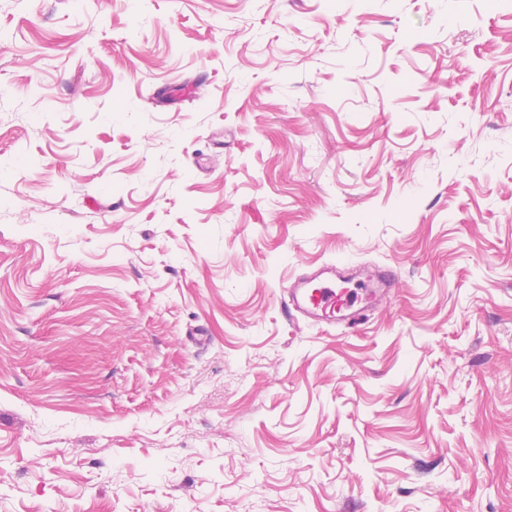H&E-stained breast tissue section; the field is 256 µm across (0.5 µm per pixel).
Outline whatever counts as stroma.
<instances>
[{
  "label": "stroma",
  "instance_id": "stroma-1",
  "mask_svg": "<svg viewBox=\"0 0 512 512\" xmlns=\"http://www.w3.org/2000/svg\"><path fill=\"white\" fill-rule=\"evenodd\" d=\"M245 499L512 512V0H0V512ZM342 280L356 281L364 297L350 288H336ZM393 270L324 264L296 275L288 286V308L315 325L356 324L370 307L395 287Z\"/></svg>",
  "mask_w": 512,
  "mask_h": 512
}]
</instances>
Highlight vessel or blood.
<instances>
[{"mask_svg": "<svg viewBox=\"0 0 512 512\" xmlns=\"http://www.w3.org/2000/svg\"><path fill=\"white\" fill-rule=\"evenodd\" d=\"M395 285L391 270L325 264L291 280L288 306L315 325L354 324Z\"/></svg>", "mask_w": 512, "mask_h": 512, "instance_id": "1", "label": "vessel or blood"}]
</instances>
